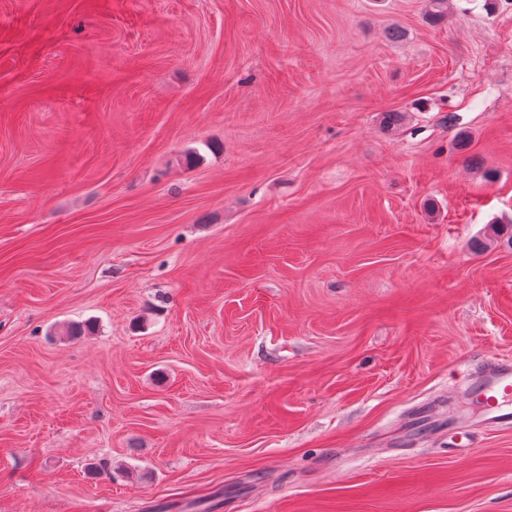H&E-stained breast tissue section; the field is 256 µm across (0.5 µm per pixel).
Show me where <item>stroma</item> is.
Masks as SVG:
<instances>
[{
  "mask_svg": "<svg viewBox=\"0 0 512 512\" xmlns=\"http://www.w3.org/2000/svg\"><path fill=\"white\" fill-rule=\"evenodd\" d=\"M495 224L512 0H0V512H512ZM472 384L482 422L490 427L512 426V362L487 361Z\"/></svg>",
  "mask_w": 512,
  "mask_h": 512,
  "instance_id": "obj_1",
  "label": "stroma"
}]
</instances>
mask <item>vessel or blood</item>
Segmentation results:
<instances>
[{"mask_svg": "<svg viewBox=\"0 0 512 512\" xmlns=\"http://www.w3.org/2000/svg\"><path fill=\"white\" fill-rule=\"evenodd\" d=\"M485 425L512 426V362H487L484 373L472 385Z\"/></svg>", "mask_w": 512, "mask_h": 512, "instance_id": "b4317fda", "label": "vessel or blood"}]
</instances>
